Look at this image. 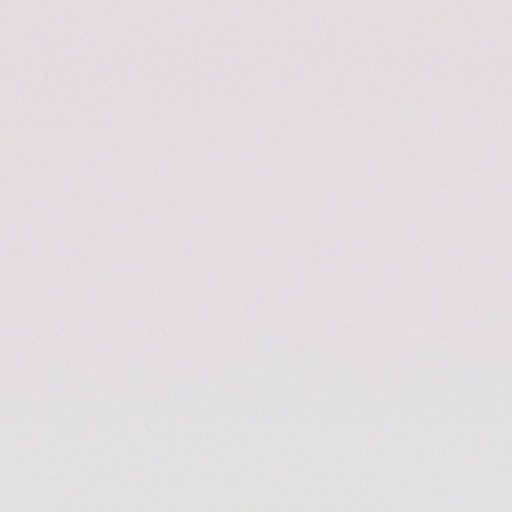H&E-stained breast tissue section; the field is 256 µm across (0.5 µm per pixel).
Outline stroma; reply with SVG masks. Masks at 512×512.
Returning <instances> with one entry per match:
<instances>
[{
	"mask_svg": "<svg viewBox=\"0 0 512 512\" xmlns=\"http://www.w3.org/2000/svg\"><path fill=\"white\" fill-rule=\"evenodd\" d=\"M131 3L105 31L0 0V366L44 375L11 390L0 461L42 466L0 512H43L34 482L59 512H173L192 485L221 512H381L388 471L399 512H444L436 470L512 443V403L472 433L485 380L457 378L512 369V111L476 97L512 83V0ZM309 358L325 371L288 384ZM436 372L430 396L409 380ZM435 409L458 436L412 467Z\"/></svg>",
	"mask_w": 512,
	"mask_h": 512,
	"instance_id": "stroma-1",
	"label": "stroma"
}]
</instances>
